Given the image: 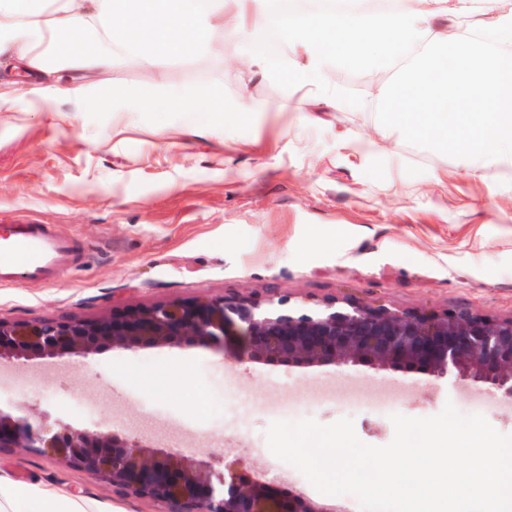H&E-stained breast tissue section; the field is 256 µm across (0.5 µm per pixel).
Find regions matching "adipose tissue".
<instances>
[{
    "mask_svg": "<svg viewBox=\"0 0 512 512\" xmlns=\"http://www.w3.org/2000/svg\"><path fill=\"white\" fill-rule=\"evenodd\" d=\"M267 0H0V57L39 81H66L82 100L125 55L155 71L157 52L227 53L259 25L276 23L293 57L289 78L312 101L336 107L324 81L341 62L385 61L402 49L414 58L380 99L388 127L437 151L470 161L471 174L512 168V8L501 0H408L376 7L343 0L326 10L271 17ZM478 17L488 49L459 21ZM0 498L13 512H87L57 505L50 489L9 483Z\"/></svg>",
    "mask_w": 512,
    "mask_h": 512,
    "instance_id": "obj_1",
    "label": "adipose tissue"
}]
</instances>
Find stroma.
<instances>
[{
  "mask_svg": "<svg viewBox=\"0 0 512 512\" xmlns=\"http://www.w3.org/2000/svg\"><path fill=\"white\" fill-rule=\"evenodd\" d=\"M170 88L246 103L249 116L213 124L205 112H112L115 96L149 100L152 76L117 59L82 109L49 88L10 101L14 71L0 65V225H52L76 245L74 269L51 284L0 287L8 321L95 318L130 306L202 297L287 300L316 309L331 299L378 300L399 309L512 316V171L473 177L455 158L358 108L366 88L330 110L296 87L244 84L241 65L219 55L167 58ZM183 372L174 393L154 378ZM453 403L512 434V406L453 378L363 366L308 369L234 363L205 346L112 350L0 365V405L97 422L171 453L223 450L247 471L354 512L351 495L318 492L276 458L265 431L275 420L327 425L351 404L358 438L384 446L389 418H425ZM0 476L88 501L94 512H170L125 495L62 460L15 448Z\"/></svg>",
  "mask_w": 512,
  "mask_h": 512,
  "instance_id": "stroma-1",
  "label": "stroma"
}]
</instances>
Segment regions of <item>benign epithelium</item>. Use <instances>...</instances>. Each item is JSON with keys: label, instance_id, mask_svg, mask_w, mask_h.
Instances as JSON below:
<instances>
[{"label": "benign epithelium", "instance_id": "obj_1", "mask_svg": "<svg viewBox=\"0 0 512 512\" xmlns=\"http://www.w3.org/2000/svg\"><path fill=\"white\" fill-rule=\"evenodd\" d=\"M239 336L236 362L295 368L365 366L441 378L454 375L512 402V316L468 309L399 310L370 301L329 302L316 310L287 302L263 307L248 299L200 298L134 306L94 319H0V364L56 359L103 350L205 345L227 348ZM27 448L112 483L116 490L178 506V512H336L302 493H282L238 461L198 453L158 452L110 427L63 420L34 424L18 409L0 408V452Z\"/></svg>", "mask_w": 512, "mask_h": 512}]
</instances>
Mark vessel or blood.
<instances>
[{"instance_id": "vessel-or-blood-1", "label": "vessel or blood", "mask_w": 512, "mask_h": 512, "mask_svg": "<svg viewBox=\"0 0 512 512\" xmlns=\"http://www.w3.org/2000/svg\"><path fill=\"white\" fill-rule=\"evenodd\" d=\"M74 246L45 224L0 227V284L16 278L50 282L68 269Z\"/></svg>"}]
</instances>
